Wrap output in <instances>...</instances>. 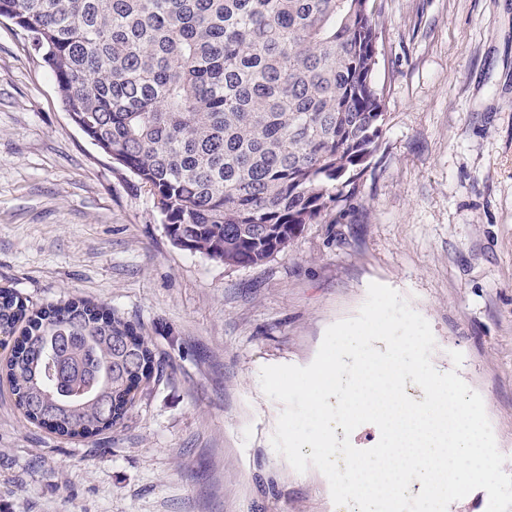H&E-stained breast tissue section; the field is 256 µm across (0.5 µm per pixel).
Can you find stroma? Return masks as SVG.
<instances>
[{
	"label": "stroma",
	"mask_w": 512,
	"mask_h": 512,
	"mask_svg": "<svg viewBox=\"0 0 512 512\" xmlns=\"http://www.w3.org/2000/svg\"><path fill=\"white\" fill-rule=\"evenodd\" d=\"M385 125L353 204L256 266L175 246L153 198L63 110L0 19V286L107 304L167 373L123 426L65 439L0 380V512H338L272 447L269 365H309L370 283L430 324L441 372L485 405L512 474V0H374ZM464 356L454 365L450 354Z\"/></svg>",
	"instance_id": "1"
}]
</instances>
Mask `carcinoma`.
<instances>
[{"instance_id": "obj_1", "label": "carcinoma", "mask_w": 512, "mask_h": 512, "mask_svg": "<svg viewBox=\"0 0 512 512\" xmlns=\"http://www.w3.org/2000/svg\"><path fill=\"white\" fill-rule=\"evenodd\" d=\"M65 112L151 192L173 244L260 265L359 196L385 122L371 0H0ZM0 367L68 438L124 423L166 363L102 304L0 287Z\"/></svg>"}]
</instances>
